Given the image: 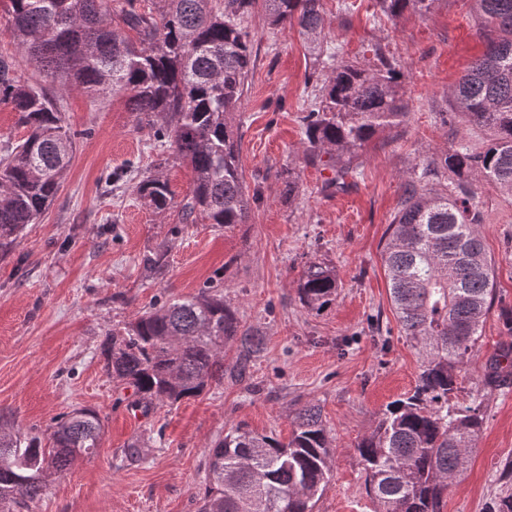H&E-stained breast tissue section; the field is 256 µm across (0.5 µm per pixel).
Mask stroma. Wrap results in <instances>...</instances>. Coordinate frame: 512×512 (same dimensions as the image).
<instances>
[{
	"label": "stroma",
	"mask_w": 512,
	"mask_h": 512,
	"mask_svg": "<svg viewBox=\"0 0 512 512\" xmlns=\"http://www.w3.org/2000/svg\"><path fill=\"white\" fill-rule=\"evenodd\" d=\"M323 10V43L339 60L366 62L378 45L405 74V123L363 147L360 176L345 193L324 192L330 170L303 160L311 56L296 27L270 28L262 0L246 21L253 65L238 130L242 177L255 196L247 223L187 224L169 238L190 170L165 168L175 205L157 213L134 190L157 160L151 130L135 128L122 97H60L76 142L69 170L40 222L0 259V422L44 432L62 414L90 408L106 429L96 454L51 477L29 512H197L212 441L237 424L288 439L309 403L320 407L333 439L330 480L315 512H373L356 445L387 404L413 391L420 365L391 305L386 232L402 176L422 155L457 143L478 152L488 146L487 130L460 120L446 126L440 115L445 92L485 44L467 0H443L424 17L408 11L390 19L373 0H323ZM288 168L292 197L280 177ZM114 171L122 180L106 186ZM475 191L497 294L451 404H481L484 423L442 512H488L512 465V382L483 381L488 358L512 346V196L487 183ZM165 240L168 270L149 278L141 259ZM312 262L333 267L339 282L335 301L319 312L297 295ZM217 274L225 300L265 339L253 391L227 379L143 416L129 406L132 389L117 388L107 373L104 342L153 301L192 296ZM135 438L145 447L131 462L123 450Z\"/></svg>",
	"instance_id": "35a3bbf8"
}]
</instances>
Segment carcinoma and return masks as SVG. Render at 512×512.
<instances>
[{
    "label": "carcinoma",
    "mask_w": 512,
    "mask_h": 512,
    "mask_svg": "<svg viewBox=\"0 0 512 512\" xmlns=\"http://www.w3.org/2000/svg\"><path fill=\"white\" fill-rule=\"evenodd\" d=\"M9 0L6 25L20 62L62 93L122 95L136 127L153 130L163 164L191 169V192L179 205L180 225L202 220L233 228L247 222L235 120L251 72L245 20L257 0ZM270 26L297 25L313 55L312 99L303 116L304 159L333 176L323 191L350 187L358 152L407 117L400 64L380 47L373 63L345 64L325 52L321 0H263ZM442 0H377L396 18L421 17ZM487 43L446 94L452 111L491 133L487 149L451 145L423 156L405 176L399 208L387 229L382 260L393 309L421 358L413 393L392 402L356 446L374 512H442L448 486L467 468L483 426L480 405L451 409L458 374L473 357L495 299V268L476 231L483 215L473 183L512 195V0H470ZM0 103L19 114L26 138L0 155V253H9L55 197L73 152L62 112L44 89L0 63ZM149 206L172 203L162 172L135 186ZM170 245L143 259L147 276L162 274ZM224 282L193 296L158 301L121 329L105 349L112 381L133 388L131 406L149 415L202 394L214 382L247 378L264 337L242 325L224 300ZM335 271L312 262L299 300L321 310L335 300ZM512 378V349L485 363L484 381ZM105 424L93 409L61 417L48 433L0 425V512H22L49 477L68 472L99 448ZM332 438L315 404L295 415L288 441L237 425L208 451V486L199 512H314L330 478Z\"/></svg>",
    "instance_id": "carcinoma-1"
}]
</instances>
